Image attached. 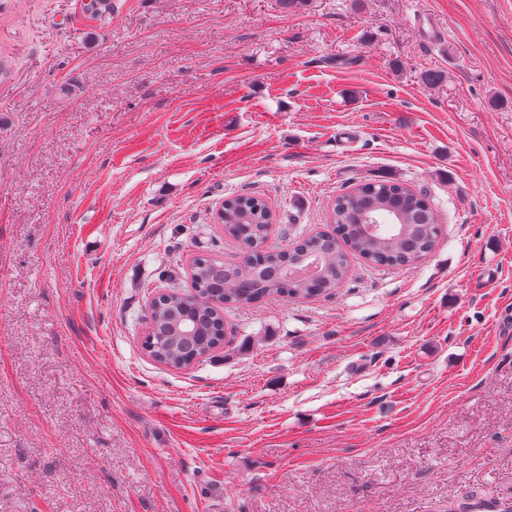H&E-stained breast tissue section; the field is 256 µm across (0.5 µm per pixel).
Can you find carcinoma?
Returning <instances> with one entry per match:
<instances>
[{
  "label": "carcinoma",
  "mask_w": 512,
  "mask_h": 512,
  "mask_svg": "<svg viewBox=\"0 0 512 512\" xmlns=\"http://www.w3.org/2000/svg\"><path fill=\"white\" fill-rule=\"evenodd\" d=\"M219 220L240 253L231 259L194 256L191 288L162 291L150 305L148 355L169 368L185 369L191 358L224 346L226 309L327 294L348 276L352 255L378 265L411 266L432 253L441 235L427 196L395 179L364 182L338 194L329 214L332 229L298 247L271 244L278 215L260 196L228 198Z\"/></svg>",
  "instance_id": "cac0c4a2"
}]
</instances>
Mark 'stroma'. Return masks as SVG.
<instances>
[{
	"instance_id": "1",
	"label": "stroma",
	"mask_w": 512,
	"mask_h": 512,
	"mask_svg": "<svg viewBox=\"0 0 512 512\" xmlns=\"http://www.w3.org/2000/svg\"><path fill=\"white\" fill-rule=\"evenodd\" d=\"M120 2L0 0V512L512 497V0ZM380 179L429 198L425 260L230 309L189 368L145 354L152 297L236 253L225 197L271 203L280 246ZM413 21L423 32V43L429 48L443 46L448 41L445 31L439 27L430 14L416 11Z\"/></svg>"
}]
</instances>
